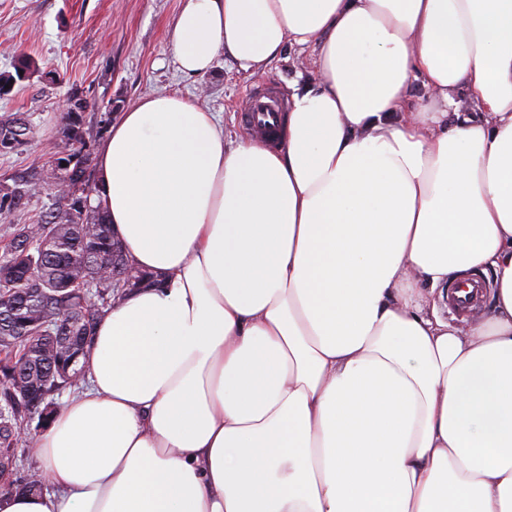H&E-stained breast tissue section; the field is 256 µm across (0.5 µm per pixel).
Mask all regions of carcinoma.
Returning <instances> with one entry per match:
<instances>
[{"label": "carcinoma", "instance_id": "carcinoma-1", "mask_svg": "<svg viewBox=\"0 0 512 512\" xmlns=\"http://www.w3.org/2000/svg\"><path fill=\"white\" fill-rule=\"evenodd\" d=\"M63 120L69 142L54 151L44 176L66 188L56 207L21 224L28 205V181L0 180V219L12 228L0 253V450L9 453L22 445V423L42 410L41 397L78 386L82 368L65 367L73 352L85 353L92 331L115 302L132 289L125 278H112V252L122 242L106 223L91 169L90 143L83 112H66ZM0 126L14 129V145L0 150L10 155L33 137L22 112L0 118ZM103 290L84 305L76 293L95 280ZM16 467H0V489L34 492L40 485L16 477Z\"/></svg>", "mask_w": 512, "mask_h": 512}]
</instances>
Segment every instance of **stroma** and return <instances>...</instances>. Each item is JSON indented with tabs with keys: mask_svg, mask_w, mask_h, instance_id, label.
Returning <instances> with one entry per match:
<instances>
[{
	"mask_svg": "<svg viewBox=\"0 0 512 512\" xmlns=\"http://www.w3.org/2000/svg\"><path fill=\"white\" fill-rule=\"evenodd\" d=\"M180 7L181 0H0V73L23 57L31 64L26 79L0 97V116L25 113L35 130L21 150L0 156V178L47 167L75 90L91 103L86 125L94 131L141 97L162 93L195 99L237 139L248 133L242 114L251 91L271 87L284 98L289 84L315 78L311 51L294 45L261 75L220 61L208 75L183 77L169 43Z\"/></svg>",
	"mask_w": 512,
	"mask_h": 512,
	"instance_id": "35a3bbf8",
	"label": "stroma"
}]
</instances>
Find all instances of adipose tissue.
Segmentation results:
<instances>
[{
    "mask_svg": "<svg viewBox=\"0 0 512 512\" xmlns=\"http://www.w3.org/2000/svg\"><path fill=\"white\" fill-rule=\"evenodd\" d=\"M169 39L188 77L294 44L317 78L272 146L121 112L97 199L162 283L97 325L49 488L0 512H512V0H182ZM477 268L463 331L421 290Z\"/></svg>",
    "mask_w": 512,
    "mask_h": 512,
    "instance_id": "adipose-tissue-1",
    "label": "adipose tissue"
}]
</instances>
